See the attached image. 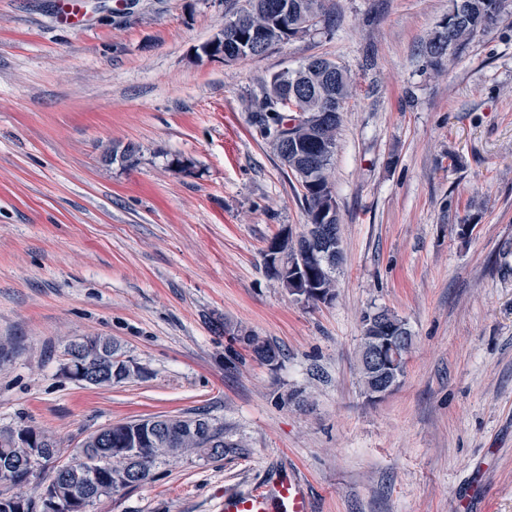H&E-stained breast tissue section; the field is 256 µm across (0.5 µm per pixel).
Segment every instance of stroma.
<instances>
[{
	"instance_id": "1",
	"label": "stroma",
	"mask_w": 512,
	"mask_h": 512,
	"mask_svg": "<svg viewBox=\"0 0 512 512\" xmlns=\"http://www.w3.org/2000/svg\"><path fill=\"white\" fill-rule=\"evenodd\" d=\"M74 3L70 26L60 0H0V427L69 455L112 423L203 413L234 442L90 512H219L286 466L312 512H460L476 478L469 512H512V15L437 72L421 46L451 0H330L331 27L232 62L196 57L231 0ZM312 56L356 86L331 177L344 261L317 305L265 271L307 215L247 108ZM128 142L135 168L106 161ZM384 307L413 346L371 399L362 317ZM95 335L137 373L69 379L67 343ZM237 332L240 334V336H233V338L235 340L238 337L247 339L249 345L248 350L255 357V359L259 360L260 362L266 361L268 364H274L275 362H278L280 357V350L276 345L272 344L270 341L264 339L261 336H257L252 332L243 331L242 329H238Z\"/></svg>"
}]
</instances>
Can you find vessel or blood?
I'll use <instances>...</instances> for the list:
<instances>
[{"instance_id":"vessel-or-blood-1","label":"vessel or blood","mask_w":512,"mask_h":512,"mask_svg":"<svg viewBox=\"0 0 512 512\" xmlns=\"http://www.w3.org/2000/svg\"><path fill=\"white\" fill-rule=\"evenodd\" d=\"M221 512H312V508L304 481L288 468L246 492L225 493Z\"/></svg>"}]
</instances>
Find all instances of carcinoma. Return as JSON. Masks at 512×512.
Returning <instances> with one entry per match:
<instances>
[{
  "instance_id": "carcinoma-1",
  "label": "carcinoma",
  "mask_w": 512,
  "mask_h": 512,
  "mask_svg": "<svg viewBox=\"0 0 512 512\" xmlns=\"http://www.w3.org/2000/svg\"><path fill=\"white\" fill-rule=\"evenodd\" d=\"M293 7L288 18L277 20L273 0H244L236 13L237 23L233 28H224L214 38L201 45L205 49L214 46L213 53H224V61L230 62L249 56H258L262 51L245 49L252 32L266 28L276 43H286L308 33L318 23L329 24L325 0H288ZM470 6L466 20L455 23L448 18V24L439 25L423 46L426 63L434 70L440 69L445 58L435 52L436 43L450 40L455 44V54L462 53L473 38L490 30L502 19L505 0H465ZM335 61L313 57L299 68L288 71V97L295 109L288 105H274L270 92L271 79L266 80L260 94L250 104L255 123L264 138L275 141L279 127L299 110L310 115L307 123L297 127L296 135L300 145L288 149L283 157L281 149H275L283 165L298 179L308 223H324V211L331 208V162L333 155L321 156L322 144L327 142L336 148L337 133L341 118L324 126L318 121L322 103L327 99L340 102L345 107L353 97L355 88L350 77L336 78L324 66ZM139 147L131 142L112 146L106 160L120 161L126 167L138 163ZM342 260V253L331 260H321L310 267L311 276L323 288V293L334 295L336 269ZM247 339L249 351L255 359L270 364L278 361L279 348L270 341L252 332L239 331ZM74 359L82 362L92 378L90 385L102 386L113 380L117 383L127 379L130 373L120 363V347L106 336H84L79 342H71L66 350ZM27 430L36 435L45 449L62 456L60 440L51 432L35 427ZM224 429L214 426L200 413L193 416H156L147 419L117 422L101 428L97 442L83 449L91 463L79 462V455L73 454L70 465L62 470L52 469L54 476L46 485L34 484V493H28L31 479L36 477L28 465V449L19 435V429L0 428V467L11 470L9 486L16 492L0 491V504L19 507L17 512H46L44 504L68 502L83 499L94 504L102 497H110L121 489L134 488L149 483L153 469L160 462H170L190 455L219 459L224 457Z\"/></svg>"
}]
</instances>
